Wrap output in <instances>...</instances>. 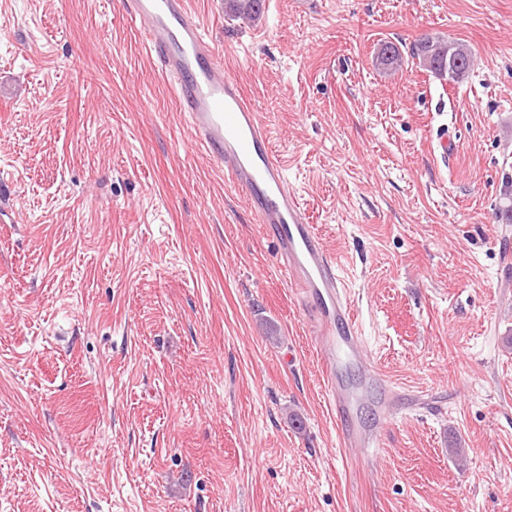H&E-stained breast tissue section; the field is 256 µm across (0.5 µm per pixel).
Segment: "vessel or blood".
<instances>
[{
	"label": "vessel or blood",
	"mask_w": 512,
	"mask_h": 512,
	"mask_svg": "<svg viewBox=\"0 0 512 512\" xmlns=\"http://www.w3.org/2000/svg\"><path fill=\"white\" fill-rule=\"evenodd\" d=\"M124 14L160 62L189 127L191 148L224 166L234 186L245 193L258 223L277 242L278 270L296 284L309 308V335L324 366L333 415L348 417L353 406L370 402L371 423L343 429L342 446L380 447L382 431L397 412L390 398L370 399L380 374L369 359L335 265L288 183L286 163L272 151L260 113L246 100L240 84L225 75L188 0H124ZM348 361L362 370L364 379L358 385L341 375Z\"/></svg>",
	"instance_id": "obj_1"
}]
</instances>
